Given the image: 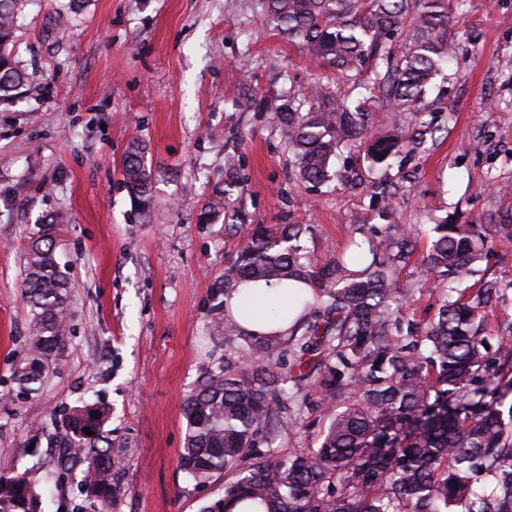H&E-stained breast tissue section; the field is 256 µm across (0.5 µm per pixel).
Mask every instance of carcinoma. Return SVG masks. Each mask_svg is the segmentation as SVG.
Wrapping results in <instances>:
<instances>
[{
  "label": "carcinoma",
  "instance_id": "carcinoma-1",
  "mask_svg": "<svg viewBox=\"0 0 512 512\" xmlns=\"http://www.w3.org/2000/svg\"><path fill=\"white\" fill-rule=\"evenodd\" d=\"M27 0H0V103L39 92L17 67L10 45ZM283 38L347 77L366 94L340 98L316 82L309 94L262 98L294 163L296 178L318 192L345 178L342 147H362L370 172L435 140L425 114L427 87L456 53L448 37L446 0H254ZM416 13L418 23L405 29ZM390 128L367 137L372 103ZM123 183L138 213L152 205L154 175L147 146L132 138L123 154ZM237 159L224 156V185H215L199 221L220 217L237 237L210 289L213 329L224 338V362L205 368L184 395L186 421L179 469L197 484L217 475L224 495L200 512H232L245 501L262 512H512V314L499 281L480 277L479 263L500 239H512V217L493 225L436 218L420 232L401 224L357 225L346 250L316 257L302 224L273 231L242 209ZM55 222L24 253L28 322L20 392L40 390L68 344L72 318L67 272L55 257ZM428 247L411 261L419 234ZM412 267L409 279L402 272ZM443 287L437 313L420 324L403 315L413 283ZM279 288L293 308L265 313L264 332L248 328L254 298L245 288ZM495 329L489 330V322ZM319 382L328 424L319 447L275 464L266 449L296 424L300 393ZM111 407L82 402L51 415L59 432V480L70 484L80 512H116L128 470L126 450L112 440ZM91 429L94 435L84 433ZM0 512H45L25 472H0Z\"/></svg>",
  "mask_w": 512,
  "mask_h": 512
}]
</instances>
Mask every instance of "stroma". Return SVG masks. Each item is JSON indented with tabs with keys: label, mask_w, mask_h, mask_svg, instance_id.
I'll return each instance as SVG.
<instances>
[{
	"label": "stroma",
	"mask_w": 512,
	"mask_h": 512,
	"mask_svg": "<svg viewBox=\"0 0 512 512\" xmlns=\"http://www.w3.org/2000/svg\"><path fill=\"white\" fill-rule=\"evenodd\" d=\"M68 3L30 0L19 16L13 56L40 93L0 104V472H27L47 493L58 454L51 412L101 399L131 456L118 512H199L224 479L199 488L179 470L181 401L225 354L210 331L209 291L237 239L224 222L198 221L224 180L225 154L238 159L254 223L308 225L318 255L342 251L371 205L365 183L322 193L301 184L279 130L245 106L243 91L272 98L319 81L346 97L353 83L243 4L80 0L77 22L55 28ZM449 16L458 49L425 96L440 131L389 171V221L410 228L454 212L512 215V0H467ZM135 136L148 142L154 172L147 224L121 176ZM51 218L71 338L46 387L21 395L22 254ZM308 392L275 456L318 447L327 414L317 387Z\"/></svg>",
	"instance_id": "35a3bbf8"
}]
</instances>
